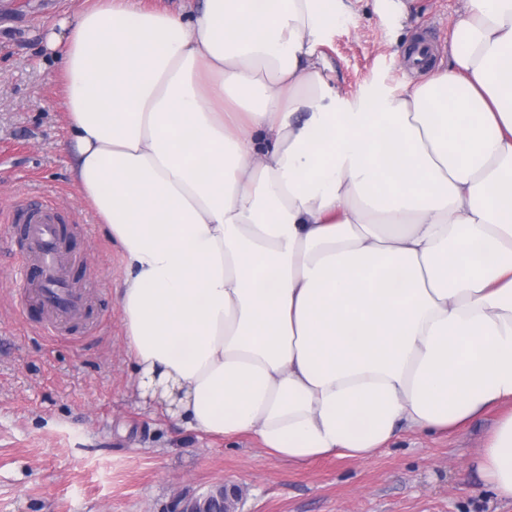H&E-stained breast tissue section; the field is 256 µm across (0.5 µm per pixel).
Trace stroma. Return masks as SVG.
<instances>
[{"instance_id":"1","label":"stroma","mask_w":512,"mask_h":512,"mask_svg":"<svg viewBox=\"0 0 512 512\" xmlns=\"http://www.w3.org/2000/svg\"><path fill=\"white\" fill-rule=\"evenodd\" d=\"M320 47L337 91L412 79L405 50L428 41L448 58L464 0H344ZM75 0H0V512H167L174 494L222 483L243 491L240 512H512L475 459L500 409L447 434L401 433L368 460L292 466L255 436L224 440L153 414L129 375L117 290L121 261L73 185L59 62L45 47ZM45 202L74 225L70 278L85 288L87 320L43 334V310L21 311L16 209Z\"/></svg>"}]
</instances>
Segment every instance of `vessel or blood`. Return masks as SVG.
<instances>
[{
	"label": "vessel or blood",
	"mask_w": 512,
	"mask_h": 512,
	"mask_svg": "<svg viewBox=\"0 0 512 512\" xmlns=\"http://www.w3.org/2000/svg\"><path fill=\"white\" fill-rule=\"evenodd\" d=\"M19 218L23 226L15 278L22 284L25 297L48 313L45 332L63 334L68 325L82 320L87 305L84 291L70 282L73 257L66 243L68 229L57 222L46 205L22 208Z\"/></svg>",
	"instance_id": "b4317fda"
}]
</instances>
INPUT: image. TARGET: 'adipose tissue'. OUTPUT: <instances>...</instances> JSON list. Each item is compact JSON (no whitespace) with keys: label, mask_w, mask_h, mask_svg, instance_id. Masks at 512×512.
<instances>
[{"label":"adipose tissue","mask_w":512,"mask_h":512,"mask_svg":"<svg viewBox=\"0 0 512 512\" xmlns=\"http://www.w3.org/2000/svg\"><path fill=\"white\" fill-rule=\"evenodd\" d=\"M341 8L93 0L47 35L142 397L295 465L512 404V0L352 101L319 50ZM475 465L512 500V411Z\"/></svg>","instance_id":"obj_1"}]
</instances>
